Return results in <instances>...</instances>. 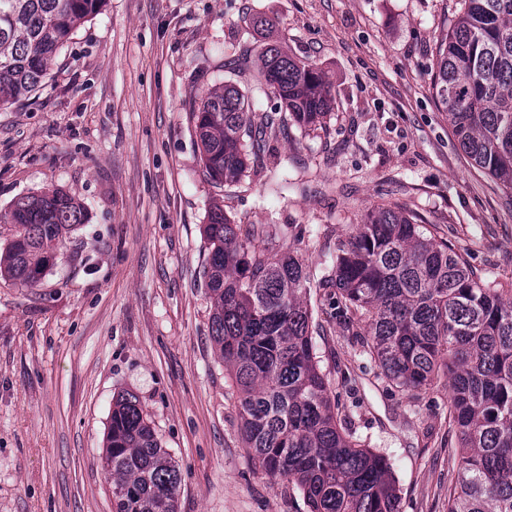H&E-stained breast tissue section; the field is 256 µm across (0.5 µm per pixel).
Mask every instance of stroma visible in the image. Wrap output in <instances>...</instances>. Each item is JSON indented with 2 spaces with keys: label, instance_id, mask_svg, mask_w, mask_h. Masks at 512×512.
I'll return each instance as SVG.
<instances>
[{
  "label": "stroma",
  "instance_id": "1",
  "mask_svg": "<svg viewBox=\"0 0 512 512\" xmlns=\"http://www.w3.org/2000/svg\"><path fill=\"white\" fill-rule=\"evenodd\" d=\"M456 2L106 0L36 96L0 109V215L45 188L88 215L36 286L0 276V512H112L100 453L122 392L179 467L178 512H308L243 441L210 336L213 202L316 268L370 207L396 203L512 285V190L462 152L431 84ZM270 45L326 74L331 119L315 136L269 133L248 178L215 186L191 111L214 85L260 86ZM242 48L246 70L227 67ZM333 294L311 288L310 305L339 414L392 456L399 512H448L446 378L386 383L337 325Z\"/></svg>",
  "mask_w": 512,
  "mask_h": 512
}]
</instances>
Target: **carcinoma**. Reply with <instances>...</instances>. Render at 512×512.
I'll list each match as a JSON object with an SVG mask.
<instances>
[{
  "label": "carcinoma",
  "instance_id": "obj_1",
  "mask_svg": "<svg viewBox=\"0 0 512 512\" xmlns=\"http://www.w3.org/2000/svg\"><path fill=\"white\" fill-rule=\"evenodd\" d=\"M105 0H0V107L32 96L74 28ZM260 92L280 108L249 117L232 84L192 109L205 173L237 184L266 132L315 130L333 110L326 76L276 46L262 53ZM437 97L459 147L512 190V0H460L435 46ZM0 221L12 238L0 275L38 284L83 208L58 189L17 198ZM211 336L240 391V424L264 472L298 489L309 512H399L391 458L342 428L312 340L309 294L336 289V322L395 388L448 377L458 431L448 512H512V288L479 275L448 241L401 208L369 210L317 271L297 255L259 247L265 224H238L214 203L204 229ZM103 470L112 512H177L180 472L136 396L112 406Z\"/></svg>",
  "mask_w": 512,
  "mask_h": 512
}]
</instances>
